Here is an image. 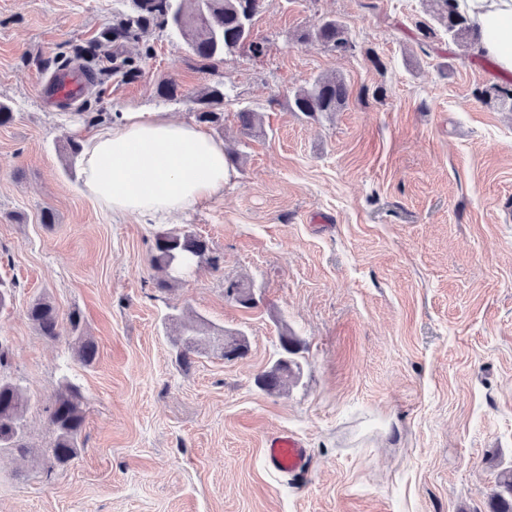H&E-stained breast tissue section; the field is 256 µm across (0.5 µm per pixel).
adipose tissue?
Wrapping results in <instances>:
<instances>
[{"label": "adipose tissue", "instance_id": "adipose-tissue-1", "mask_svg": "<svg viewBox=\"0 0 512 512\" xmlns=\"http://www.w3.org/2000/svg\"><path fill=\"white\" fill-rule=\"evenodd\" d=\"M458 7L478 33V54L512 76V0H459ZM81 135L83 189L114 215L164 229L173 216L224 193V143L195 122L129 110Z\"/></svg>", "mask_w": 512, "mask_h": 512}]
</instances>
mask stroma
<instances>
[{
  "mask_svg": "<svg viewBox=\"0 0 512 512\" xmlns=\"http://www.w3.org/2000/svg\"><path fill=\"white\" fill-rule=\"evenodd\" d=\"M129 0H0V313L5 375L32 397L26 456L0 451V512H489L512 466V112L479 97L492 64L436 28L426 0H265L264 56L201 70L182 40L126 43L141 69L89 93L88 108L47 104L61 52L88 45ZM333 16L356 48L338 54L298 34ZM350 96L312 120L288 99L318 75ZM175 78L181 101L156 87ZM223 83L219 139L242 151L223 197L174 217L208 240L219 267L194 264L152 286L155 226L87 196L64 145L86 112L194 116L193 96ZM262 112L243 138L236 112ZM55 221H41L43 211ZM250 287L247 308L226 294ZM49 294L79 311L99 355L75 360L28 321ZM203 317L245 334L248 353L180 367L170 319ZM291 329L302 374L284 394L257 377ZM80 386L76 458L52 467L46 408ZM301 436L311 467L279 475L272 433Z\"/></svg>",
  "mask_w": 512,
  "mask_h": 512,
  "instance_id": "obj_1",
  "label": "stroma"
}]
</instances>
